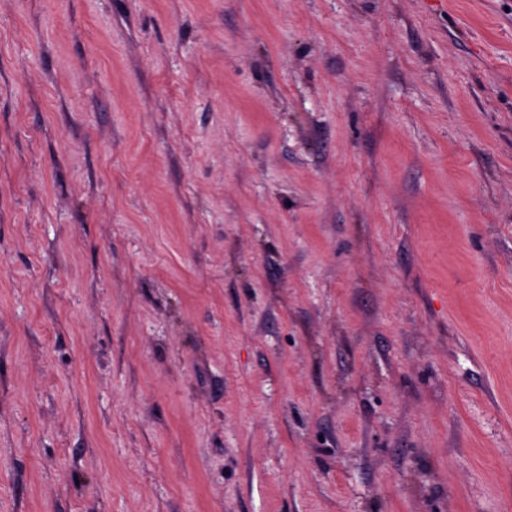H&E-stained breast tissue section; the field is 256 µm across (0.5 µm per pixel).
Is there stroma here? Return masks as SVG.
<instances>
[{
  "mask_svg": "<svg viewBox=\"0 0 512 512\" xmlns=\"http://www.w3.org/2000/svg\"><path fill=\"white\" fill-rule=\"evenodd\" d=\"M0 512H512V0H0Z\"/></svg>",
  "mask_w": 512,
  "mask_h": 512,
  "instance_id": "35a3bbf8",
  "label": "stroma"
}]
</instances>
